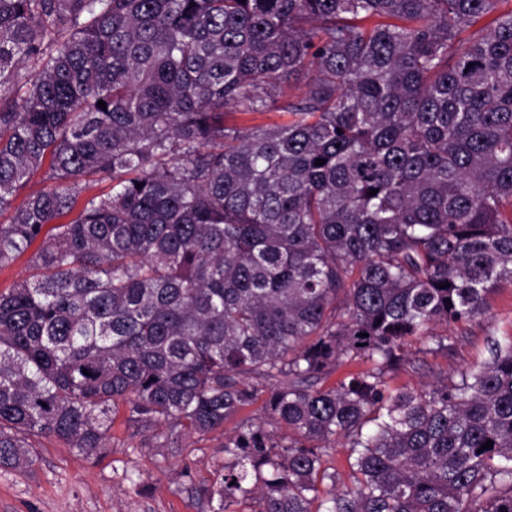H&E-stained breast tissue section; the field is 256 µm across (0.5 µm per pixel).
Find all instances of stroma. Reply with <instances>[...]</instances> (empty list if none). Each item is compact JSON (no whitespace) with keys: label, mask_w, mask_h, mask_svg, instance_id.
<instances>
[{"label":"stroma","mask_w":512,"mask_h":512,"mask_svg":"<svg viewBox=\"0 0 512 512\" xmlns=\"http://www.w3.org/2000/svg\"><path fill=\"white\" fill-rule=\"evenodd\" d=\"M452 354L421 353L419 342L408 347L416 368L392 373L390 389L415 387L422 379L452 382L458 370L491 357L494 342L512 338V285L488 292L484 311L451 327ZM127 409L112 425V446L89 456L54 440H42L35 462L24 471L0 469V512H211L201 490L224 466L221 432L180 438L178 447L151 448L132 436Z\"/></svg>","instance_id":"1"}]
</instances>
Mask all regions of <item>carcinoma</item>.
Segmentation results:
<instances>
[{
    "label": "carcinoma",
    "instance_id": "cac0c4a2",
    "mask_svg": "<svg viewBox=\"0 0 512 512\" xmlns=\"http://www.w3.org/2000/svg\"><path fill=\"white\" fill-rule=\"evenodd\" d=\"M507 3L0 0V268L32 251L0 291V468L40 438L105 453L121 403L170 448L264 394L214 512H512V340L451 384L386 381L512 283ZM335 447L329 450L328 455L324 456V466L338 469L343 474L344 483L352 486L353 479L350 478V468L348 464V448H345V442L341 438H337Z\"/></svg>",
    "mask_w": 512,
    "mask_h": 512
}]
</instances>
